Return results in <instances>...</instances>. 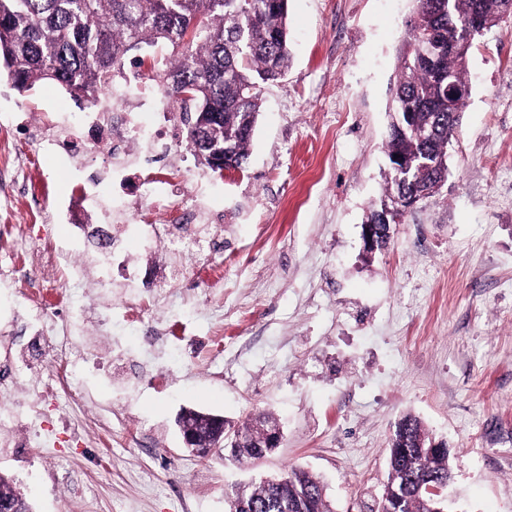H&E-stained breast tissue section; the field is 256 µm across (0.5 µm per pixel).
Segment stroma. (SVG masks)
I'll return each mask as SVG.
<instances>
[{
    "label": "stroma",
    "instance_id": "stroma-1",
    "mask_svg": "<svg viewBox=\"0 0 512 512\" xmlns=\"http://www.w3.org/2000/svg\"><path fill=\"white\" fill-rule=\"evenodd\" d=\"M413 0H288L292 64L264 86L245 169L207 172L183 146L180 174H203L199 200L224 211V277L189 263L194 287L147 304L132 287L73 288L75 306L113 310L110 335L76 323L77 344L100 371L64 379L47 398L36 373H14L34 313L20 309L0 337V473L34 512H226L224 491L302 467L326 487L333 512H376L397 422L419 417L452 455L456 512H512V16L475 40L471 94L449 147L448 180L366 252L369 209L382 199L391 88ZM64 89L27 92L0 76V126L28 115L47 125ZM34 159L47 190L30 217L23 281L0 298L48 291L73 266L46 274L43 255L66 249L68 227L48 220L71 183L34 143L0 136V157ZM157 318L195 334L140 344L131 331ZM241 427L278 418V448L250 468L223 452L184 448L183 408Z\"/></svg>",
    "mask_w": 512,
    "mask_h": 512
}]
</instances>
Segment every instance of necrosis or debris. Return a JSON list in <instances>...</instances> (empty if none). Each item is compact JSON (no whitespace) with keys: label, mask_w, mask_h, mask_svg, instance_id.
<instances>
[{"label":"necrosis or debris","mask_w":512,"mask_h":512,"mask_svg":"<svg viewBox=\"0 0 512 512\" xmlns=\"http://www.w3.org/2000/svg\"><path fill=\"white\" fill-rule=\"evenodd\" d=\"M144 65H129L120 87L109 88L98 96L89 112H63L52 133L29 121L12 122V133L19 139H36L40 151L55 158L77 179L72 197L59 200L50 215L59 224H71L77 230L67 252L45 254L47 268L71 260L74 254L90 252L100 287H112V263L122 260L129 285L152 294L155 289L188 280L183 266L159 273L141 263L140 255L155 253L158 246L180 251L184 258L196 260L216 247L215 237L207 233L210 224L223 223L224 217L203 205L183 212L177 224H159L157 219L141 216L143 204L159 206L184 197L188 183L165 174L164 168L175 139V115L179 106L165 92L148 94L142 90ZM110 138L108 166L103 174L85 175L86 158L100 144V131ZM138 168L142 176L134 197L112 204V177L129 168Z\"/></svg>","instance_id":"1"}]
</instances>
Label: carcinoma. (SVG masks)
<instances>
[{
  "mask_svg": "<svg viewBox=\"0 0 512 512\" xmlns=\"http://www.w3.org/2000/svg\"><path fill=\"white\" fill-rule=\"evenodd\" d=\"M502 0H415L420 23L398 57L394 119L412 113V127L390 128L387 154L412 165L407 177L391 171L386 196L421 193L448 180V147L457 122L448 112V73L470 84L468 55L453 50L473 18L498 25ZM172 47V58L155 77L187 113L190 144H196L199 112L220 117L216 138L233 169L248 163L261 108V85L288 72V0H0V69L20 91L51 81L75 98L95 103L115 73L143 45ZM381 206L365 222L382 231L377 249L390 241ZM189 420L217 444L239 437L225 449L231 459L261 452L272 413L228 432L218 415L189 411ZM435 439L411 414L396 425L388 448V475L379 512H432L422 490L448 481V452L431 450ZM228 512H329L324 486L312 473L291 468L275 480L225 494ZM0 506L32 512L29 499L12 478L0 474Z\"/></svg>",
  "mask_w": 512,
  "mask_h": 512,
  "instance_id": "obj_1",
  "label": "carcinoma"
}]
</instances>
